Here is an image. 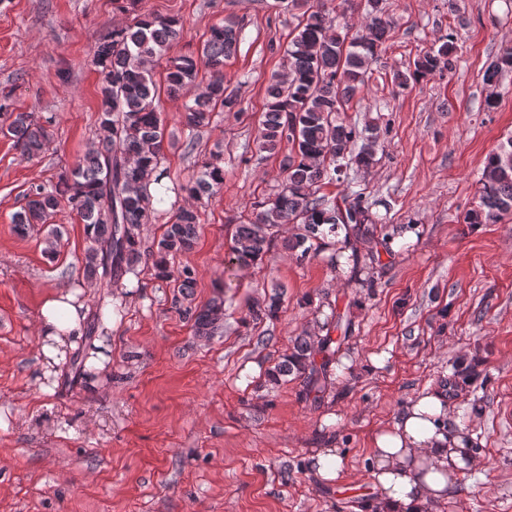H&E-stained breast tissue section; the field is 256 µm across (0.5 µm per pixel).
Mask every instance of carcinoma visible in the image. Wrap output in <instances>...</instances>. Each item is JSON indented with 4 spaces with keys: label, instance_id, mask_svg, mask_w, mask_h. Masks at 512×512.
<instances>
[{
    "label": "carcinoma",
    "instance_id": "1",
    "mask_svg": "<svg viewBox=\"0 0 512 512\" xmlns=\"http://www.w3.org/2000/svg\"><path fill=\"white\" fill-rule=\"evenodd\" d=\"M301 10V19L291 37L285 67L288 78L271 77L266 87V110L258 133V149L272 155L282 142L291 150L281 161L286 173L282 189L274 196L254 202L248 222L237 225L231 247L239 264L257 263L270 250L273 229L297 224L300 232L284 240L290 250L306 255L314 245L330 236L344 234L364 249V258L375 261L377 246L392 240L386 216L389 199L369 198L354 189L353 172L368 170L377 163L385 134L376 125L359 126L343 113L366 85L372 64L386 48L392 24L383 0H366L365 18L355 25L337 8L323 0H290ZM183 31V22L170 17L145 16L132 25H115L96 46L92 65L98 76L100 94V145L79 159L61 182L50 189L39 188L29 195L25 208L13 222L22 233L46 224L62 207L84 224L88 247L81 259L83 275L101 280L107 292L94 320L112 318V289L123 288L124 277L142 262L141 227L154 213L152 188L161 185L167 172L160 169L165 124L156 99L166 88L172 97H185V125L194 131L209 125L216 109L232 112L239 105L238 93L224 83V61L239 51L241 27L232 17L211 25L201 55L213 73L206 83L197 80V62L192 55L168 56L170 46ZM441 45L418 55L404 71L393 75L401 88L453 69L451 36L438 38ZM166 60L164 86L153 79V69ZM512 72V48L504 49L486 71L487 84ZM7 132L21 156H38L50 144L47 128L36 123L29 112H7ZM346 185L343 204L318 195L326 183ZM224 187V164L213 156L199 174L181 187L185 204L152 255L155 275L174 278L182 298L175 299L179 311L193 321L195 334L213 336L221 328L222 304L212 300L198 308L184 304L195 286L192 269L170 270L168 257L194 247L201 223L200 202ZM512 214V137L488 153L479 179L478 203L464 216L466 224H498ZM280 297L250 309L255 321L276 316ZM88 352L74 362L76 378L90 376L91 365L103 348L94 336L85 337ZM334 339L325 336L318 349L306 340L296 343L268 376L275 385L282 376L297 371L302 377V395L320 391L326 380ZM324 354L316 364L315 353Z\"/></svg>",
    "mask_w": 512,
    "mask_h": 512
}]
</instances>
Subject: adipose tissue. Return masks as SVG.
Segmentation results:
<instances>
[{"instance_id": "ef3b65f1", "label": "adipose tissue", "mask_w": 512, "mask_h": 512, "mask_svg": "<svg viewBox=\"0 0 512 512\" xmlns=\"http://www.w3.org/2000/svg\"><path fill=\"white\" fill-rule=\"evenodd\" d=\"M38 332L43 356L52 358L80 340L82 318L59 293L44 302ZM447 412L442 394L422 396L373 437L370 512H424L428 503L452 497L465 473L481 466L464 435L445 426Z\"/></svg>"}]
</instances>
